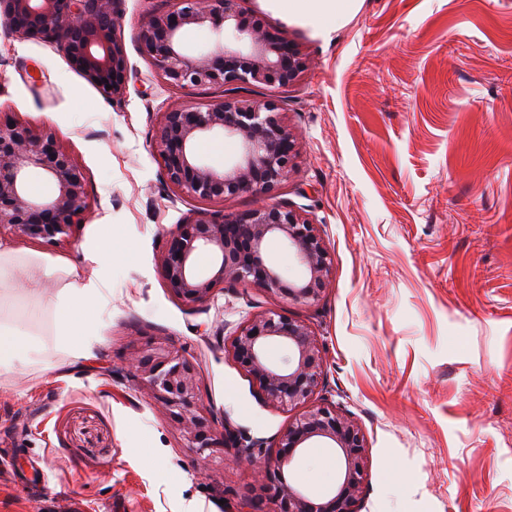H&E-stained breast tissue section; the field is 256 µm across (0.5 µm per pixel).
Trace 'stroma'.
Instances as JSON below:
<instances>
[{
    "label": "stroma",
    "mask_w": 512,
    "mask_h": 512,
    "mask_svg": "<svg viewBox=\"0 0 512 512\" xmlns=\"http://www.w3.org/2000/svg\"><path fill=\"white\" fill-rule=\"evenodd\" d=\"M170 0H119L133 78L112 100L48 43L0 25V110L53 127L81 162L92 214L69 241L12 231L0 248L37 264L9 319L41 355L0 369V512H240L225 488L251 477L233 449L204 460L164 409L121 379L132 345L161 336L195 361L203 400L235 428L275 440L294 411L268 406L224 351L269 308L311 326L325 353L320 397L361 426L369 466L361 512H512V0H358L331 37L241 0L311 58L280 99L300 140L281 198L303 207L332 255L312 306L228 287L199 311L167 290L166 236L197 208L152 154L176 100L140 53L145 17ZM112 233L125 253L102 293L92 355L56 338L59 294L91 271ZM45 477L24 488L18 471ZM336 455L315 444L286 478L325 493Z\"/></svg>",
    "instance_id": "35a3bbf8"
}]
</instances>
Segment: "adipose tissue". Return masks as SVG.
<instances>
[{
  "mask_svg": "<svg viewBox=\"0 0 512 512\" xmlns=\"http://www.w3.org/2000/svg\"><path fill=\"white\" fill-rule=\"evenodd\" d=\"M273 12L312 26L322 34L335 31L337 25L351 15L357 0H266ZM122 249L113 237L104 238L87 258L93 264L91 276L81 284L67 289L57 322V334L62 342L70 344L74 357L88 358L92 343L98 334V321L90 316L91 308L101 306L102 289L112 275V259Z\"/></svg>",
  "mask_w": 512,
  "mask_h": 512,
  "instance_id": "ef3b65f1",
  "label": "adipose tissue"
}]
</instances>
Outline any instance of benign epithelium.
Masks as SVG:
<instances>
[{"mask_svg": "<svg viewBox=\"0 0 512 512\" xmlns=\"http://www.w3.org/2000/svg\"><path fill=\"white\" fill-rule=\"evenodd\" d=\"M117 0H0V21L8 33L56 45L71 67L103 95L117 99L131 79ZM240 0H173L171 8L148 15L140 51L158 81L172 90L219 88L222 98L207 104L177 102L157 122L152 151L173 191L224 204L239 195L262 200L226 216L224 211H191L168 235L159 262L166 287L176 300L203 309L225 286H250L269 300L316 305L328 290L332 255L307 215L277 200L293 172L299 136L281 111L279 98L306 76L305 50L261 19L245 14ZM197 28L213 47L188 49L183 32ZM111 88H106V85ZM216 133L236 137L238 157L226 168L205 164L200 144ZM44 172L53 193L36 197L28 176ZM91 209L80 162L58 143L50 127L32 126L0 113V228L54 245L70 238ZM270 239L284 242L295 258L285 271L264 257ZM210 270L200 269L202 255ZM277 343L278 363L266 355ZM247 373L265 402L276 409L303 411L278 435L277 452L261 439H241L202 402L196 365L163 337L134 346L125 361L135 387L167 412L188 447L204 458L219 446L239 447L253 467L242 508L254 512H359L368 470V446L359 424L334 403L318 400L325 371L322 344L305 322L269 309L233 332L225 347ZM334 449L336 485L323 495L299 489L285 478L298 455L312 443Z\"/></svg>", "mask_w": 512, "mask_h": 512, "instance_id": "7a95c632", "label": "benign epithelium"}]
</instances>
